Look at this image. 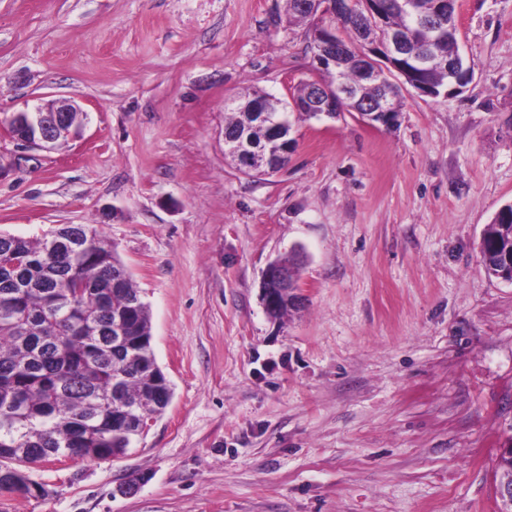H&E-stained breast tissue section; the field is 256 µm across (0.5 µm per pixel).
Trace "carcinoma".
<instances>
[{
    "mask_svg": "<svg viewBox=\"0 0 512 512\" xmlns=\"http://www.w3.org/2000/svg\"><path fill=\"white\" fill-rule=\"evenodd\" d=\"M390 7L388 25L411 30L413 13L428 15L434 0H382ZM336 37L355 59L364 51L351 16L329 21ZM320 79L307 80L293 97L314 84L359 83L356 65L339 74L316 68ZM473 77L464 58L431 84L443 89L456 79ZM245 113L234 110L224 136L240 131ZM65 232L81 237L80 253L53 247L55 235L38 241L0 232V491L29 497L49 494L30 478L28 468L71 448L79 457L108 460L133 447L140 425L160 414L172 389L157 365L151 345V321L132 278L113 287L126 270L106 237L83 224ZM481 258L489 275L512 273V205L503 207L484 228ZM124 327L125 343L115 344L112 325Z\"/></svg>",
    "mask_w": 512,
    "mask_h": 512,
    "instance_id": "cac0c4a2",
    "label": "carcinoma"
}]
</instances>
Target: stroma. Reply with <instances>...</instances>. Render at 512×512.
<instances>
[{
  "label": "stroma",
  "mask_w": 512,
  "mask_h": 512,
  "mask_svg": "<svg viewBox=\"0 0 512 512\" xmlns=\"http://www.w3.org/2000/svg\"><path fill=\"white\" fill-rule=\"evenodd\" d=\"M287 0H0V120L58 98L55 149L0 133V231L115 245L173 398L106 461L30 468L0 512H497L512 437V282L482 232L512 204V0H456L463 92L404 91L390 128L299 119L240 174L227 101L313 77ZM299 253L300 307L263 309ZM295 274L293 270L288 267L282 266L276 260L269 263L264 273L260 296L262 297V304L266 312L271 310L275 305L277 298L276 294L273 293V288H277L280 293L290 292L293 295V300L296 305H300L302 297L298 292V288H295Z\"/></svg>",
  "instance_id": "stroma-1"
}]
</instances>
